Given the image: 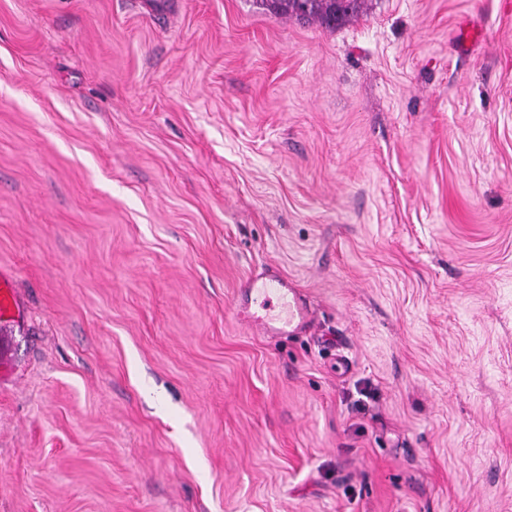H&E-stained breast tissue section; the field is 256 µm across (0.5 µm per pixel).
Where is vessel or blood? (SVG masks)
<instances>
[{"instance_id":"b4317fda","label":"vessel or blood","mask_w":512,"mask_h":512,"mask_svg":"<svg viewBox=\"0 0 512 512\" xmlns=\"http://www.w3.org/2000/svg\"><path fill=\"white\" fill-rule=\"evenodd\" d=\"M235 305L243 322L271 337L296 335L312 323L292 281L273 270L247 278L236 291Z\"/></svg>"}]
</instances>
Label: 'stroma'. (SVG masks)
I'll return each instance as SVG.
<instances>
[{
  "instance_id": "obj_1",
  "label": "stroma",
  "mask_w": 512,
  "mask_h": 512,
  "mask_svg": "<svg viewBox=\"0 0 512 512\" xmlns=\"http://www.w3.org/2000/svg\"><path fill=\"white\" fill-rule=\"evenodd\" d=\"M0 273V512H512V0H0ZM361 3V0H262V5L275 15H291L329 27L356 13ZM235 305L242 321L266 336H293L312 323L310 311L293 282L273 270L247 278L236 291ZM255 307L264 315L252 312ZM276 308L284 315H271ZM16 308L18 309V303L11 281L2 275L0 278V321L11 319Z\"/></svg>"
}]
</instances>
